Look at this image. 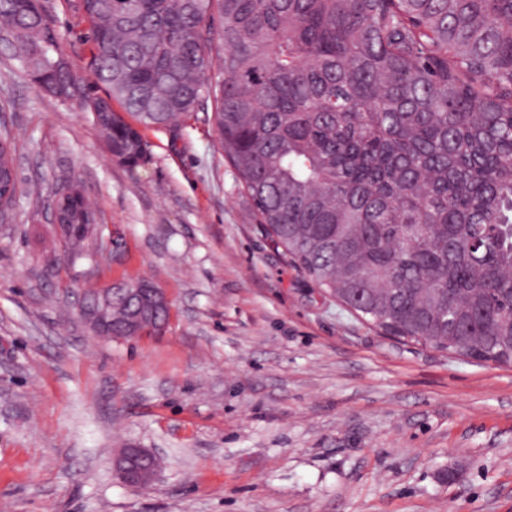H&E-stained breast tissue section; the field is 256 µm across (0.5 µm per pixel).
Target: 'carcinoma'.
Masks as SVG:
<instances>
[{
	"label": "carcinoma",
	"mask_w": 512,
	"mask_h": 512,
	"mask_svg": "<svg viewBox=\"0 0 512 512\" xmlns=\"http://www.w3.org/2000/svg\"><path fill=\"white\" fill-rule=\"evenodd\" d=\"M18 2L0 28L115 161L146 154L138 126L214 100L219 147L304 277L389 336L512 363V0H85L104 97ZM69 184L78 224L94 210Z\"/></svg>",
	"instance_id": "cac0c4a2"
}]
</instances>
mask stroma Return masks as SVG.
<instances>
[{
	"label": "stroma",
	"mask_w": 512,
	"mask_h": 512,
	"mask_svg": "<svg viewBox=\"0 0 512 512\" xmlns=\"http://www.w3.org/2000/svg\"><path fill=\"white\" fill-rule=\"evenodd\" d=\"M75 2L42 5L85 76ZM211 115L142 128L146 161L127 169L0 39L18 183L0 225V512H512V365L401 343L302 278ZM72 177L99 224L73 262L48 210ZM135 277L170 296L165 332L93 338L80 289ZM127 446L161 457L150 485L114 471Z\"/></svg>",
	"instance_id": "stroma-1"
}]
</instances>
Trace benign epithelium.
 <instances>
[{"mask_svg":"<svg viewBox=\"0 0 512 512\" xmlns=\"http://www.w3.org/2000/svg\"><path fill=\"white\" fill-rule=\"evenodd\" d=\"M62 247L71 244L74 225L56 222V211H50ZM119 296L128 309L124 329L112 327V300ZM78 314L90 332L99 337L135 338L163 332L170 319L171 300L166 290L156 281L143 277L130 283L119 282L105 288H88L79 293ZM115 468L122 481L131 488L141 487L155 477L161 468L156 454L142 448H124L114 460Z\"/></svg>","mask_w":512,"mask_h":512,"instance_id":"7a95c632","label":"benign epithelium"}]
</instances>
